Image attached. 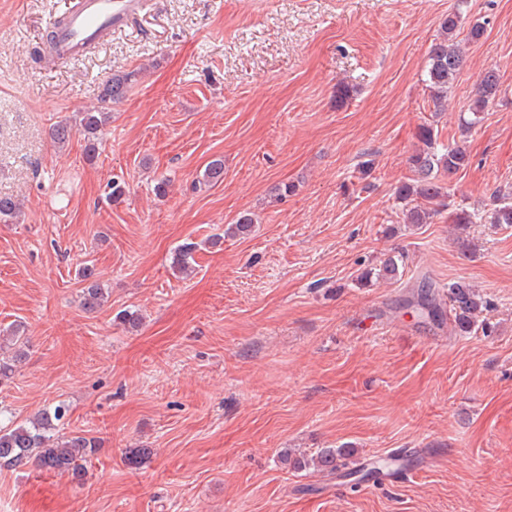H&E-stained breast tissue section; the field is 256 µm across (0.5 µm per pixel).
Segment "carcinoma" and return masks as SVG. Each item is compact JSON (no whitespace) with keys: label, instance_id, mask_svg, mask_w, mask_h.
<instances>
[{"label":"carcinoma","instance_id":"1","mask_svg":"<svg viewBox=\"0 0 512 512\" xmlns=\"http://www.w3.org/2000/svg\"><path fill=\"white\" fill-rule=\"evenodd\" d=\"M441 36L431 45L427 62V87L434 103L442 104L448 98V92L461 70L466 52L462 43L471 44L484 34L483 25L475 23L458 41L461 30V14L458 11L448 13L440 24ZM137 72L114 74L102 84L101 106L76 114L74 121H62L51 131L53 143L61 148L68 143L74 128L78 127L84 135L85 155L94 160L101 144V135L110 123L112 113L109 104L126 97ZM500 92L499 75L489 68L482 74L479 95L472 109L473 122L477 123L480 114L492 104ZM419 146L408 159L414 173L410 182L402 183L396 190V200L405 210L407 223L412 225L428 224L442 211H448L450 223L459 227L473 224L477 215L464 208H449V186L440 179L446 174L453 178L469 163L466 151L456 145H444L438 142V133L434 124L425 123L417 131ZM224 179V161H211L203 172L202 181L216 184ZM495 207L490 213L492 224H512V193L495 192ZM17 202L9 196H0V222L13 223L19 217ZM195 243L181 245L174 254V267L181 273L192 270ZM405 268V256L401 252L387 255L379 264L364 270L359 281L376 280L398 281ZM83 306L88 311L102 308L108 301V290L98 282L92 281L83 288ZM448 305L452 314L454 334L463 336L477 331L487 332V322L480 315L492 307L490 300L466 281H457L448 285ZM409 309L418 316L424 314L436 316L440 312L436 294L431 285L421 290L417 301L409 303ZM0 341L13 347L12 362L0 360V383L9 379L13 363L26 357V337L23 329L15 326L0 335ZM67 409L57 405L53 411H44L23 422L0 427V468L17 469L30 464L46 471L69 473L79 479L83 476L88 459L95 454L99 443L97 438L81 433L64 436L58 434V423L65 417ZM354 449L349 445L339 448H320L313 453L300 452L296 455L286 452L281 455L282 462L295 471L313 470L334 475L346 470V476L362 481L378 479L387 474L391 462L386 457L376 459L370 465L351 467L354 463Z\"/></svg>","mask_w":512,"mask_h":512}]
</instances>
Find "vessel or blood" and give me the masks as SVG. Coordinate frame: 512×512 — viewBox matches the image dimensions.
Segmentation results:
<instances>
[{
    "mask_svg": "<svg viewBox=\"0 0 512 512\" xmlns=\"http://www.w3.org/2000/svg\"><path fill=\"white\" fill-rule=\"evenodd\" d=\"M145 0H72L62 25L45 44L48 58L64 63L83 55L112 31L133 23Z\"/></svg>",
    "mask_w": 512,
    "mask_h": 512,
    "instance_id": "obj_1",
    "label": "vessel or blood"
}]
</instances>
